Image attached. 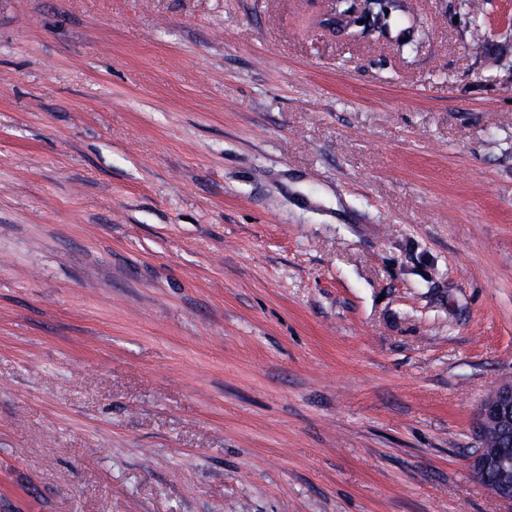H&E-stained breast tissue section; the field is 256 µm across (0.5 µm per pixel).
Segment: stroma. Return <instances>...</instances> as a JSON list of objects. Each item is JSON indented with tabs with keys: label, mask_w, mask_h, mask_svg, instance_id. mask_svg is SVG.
<instances>
[{
	"label": "stroma",
	"mask_w": 512,
	"mask_h": 512,
	"mask_svg": "<svg viewBox=\"0 0 512 512\" xmlns=\"http://www.w3.org/2000/svg\"><path fill=\"white\" fill-rule=\"evenodd\" d=\"M406 3L0 0V512H512V0ZM385 5V8L375 5V30L379 34H391L401 13L405 12V7L400 0H385ZM386 11H389V14H386ZM479 448L469 459V468L475 481L502 501H512V463L509 448L502 444L512 435V381L497 388L485 398L478 418ZM489 432L498 435L501 443L497 446L486 444Z\"/></svg>",
	"instance_id": "stroma-1"
}]
</instances>
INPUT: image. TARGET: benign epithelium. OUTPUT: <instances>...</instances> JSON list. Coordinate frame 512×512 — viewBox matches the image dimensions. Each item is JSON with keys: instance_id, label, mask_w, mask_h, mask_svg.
Masks as SVG:
<instances>
[{"instance_id": "obj_1", "label": "benign epithelium", "mask_w": 512, "mask_h": 512, "mask_svg": "<svg viewBox=\"0 0 512 512\" xmlns=\"http://www.w3.org/2000/svg\"><path fill=\"white\" fill-rule=\"evenodd\" d=\"M359 10L349 15L353 22L367 26L372 23L377 0H359ZM479 448L469 459L475 481L502 501H512V463L508 462L501 446L486 444L485 436L494 432L501 442L512 436V382L501 385L485 398L478 418Z\"/></svg>"}]
</instances>
